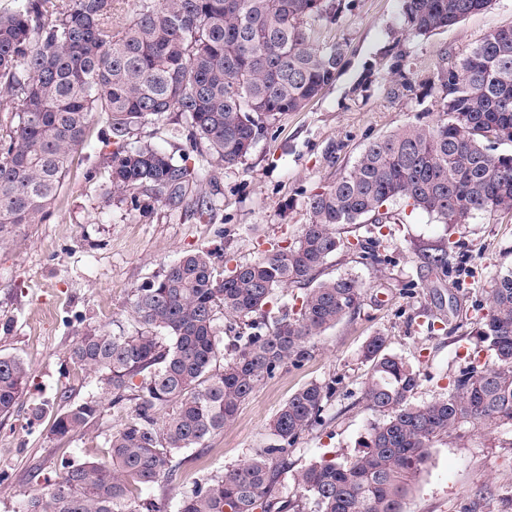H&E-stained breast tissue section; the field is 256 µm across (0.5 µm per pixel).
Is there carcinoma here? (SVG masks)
Wrapping results in <instances>:
<instances>
[{
    "instance_id": "1",
    "label": "carcinoma",
    "mask_w": 512,
    "mask_h": 512,
    "mask_svg": "<svg viewBox=\"0 0 512 512\" xmlns=\"http://www.w3.org/2000/svg\"><path fill=\"white\" fill-rule=\"evenodd\" d=\"M0 11V244L21 224H42L70 175L94 113L105 115L112 190L148 187L179 202L195 171L159 148L133 144L148 124L176 112L193 148L221 165L240 162L276 117L301 110L331 84L340 44L321 47L311 21L336 18L335 0H138L132 18L112 25V0H12ZM491 0H402L418 36L486 10ZM430 92L444 119L408 125L369 142L355 164L307 203L308 224L287 246L219 270L210 251L188 253L142 283L130 298L134 330L90 327L72 359L112 392L130 394L131 416L108 438L107 455L68 462L23 503L22 512H142L143 489L172 481L174 455L200 448L224 429L261 380L300 365L312 340L356 312L361 284L317 280L343 245L340 227L372 220L403 200L438 221L465 224L477 212L512 213V37L491 30L453 61L442 54ZM310 284L298 307L269 309L276 290ZM228 324L232 357L218 317ZM479 335L492 362L460 371L447 397L412 401L420 380L409 362L372 337L362 351L371 375L362 400L375 416L351 461L315 460L298 472L299 499L274 502L299 435L320 421L329 384L297 390L270 423L274 443L196 486L179 512H405L432 443L465 423L512 424V270L497 274ZM28 384L25 363L0 356V414ZM101 414L95 400L54 415L65 438Z\"/></svg>"
}]
</instances>
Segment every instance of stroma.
Returning <instances> with one entry per match:
<instances>
[{"mask_svg":"<svg viewBox=\"0 0 512 512\" xmlns=\"http://www.w3.org/2000/svg\"><path fill=\"white\" fill-rule=\"evenodd\" d=\"M342 3L335 21L311 32L319 44H343L335 80L302 110L280 115L241 162L218 167L206 150L189 152L188 129L174 112L137 139L176 158L189 153L197 179L182 203L144 187L115 193L104 176L111 152L101 139L104 121L95 118L51 217L21 225L0 247V355L28 369L26 391L0 415V512H21L62 462L102 458L110 433L135 413L134 402L113 404L97 377L73 363L71 350L86 328L132 330V290L185 254L212 249L231 268L298 238L309 197L350 169L367 143L437 122L439 100L424 85L440 52L459 56L490 29L512 26V0H493L488 10L427 36L406 32L400 0ZM199 195L210 200L208 211L195 210ZM385 211L375 254L354 245L365 226H347L343 246L319 274L357 279L359 311L318 336L301 365L264 378L204 447L176 453L175 481L142 493L157 512H178L198 483L271 444V420L311 382L333 384L335 392L321 424L295 442L277 498L298 496L295 477L311 460L354 459L372 419L361 399L370 375L361 350L374 335L419 369L418 404L446 396L471 357L489 359L476 332L493 276L512 268V214L479 212L450 229L401 200ZM446 239L455 244L451 265L431 269L425 257ZM93 398L102 402L96 421L62 440L51 435L58 410ZM41 404L47 413L38 418L33 409ZM406 512H512V425L466 424L436 440Z\"/></svg>","mask_w":512,"mask_h":512,"instance_id":"obj_1","label":"stroma"}]
</instances>
